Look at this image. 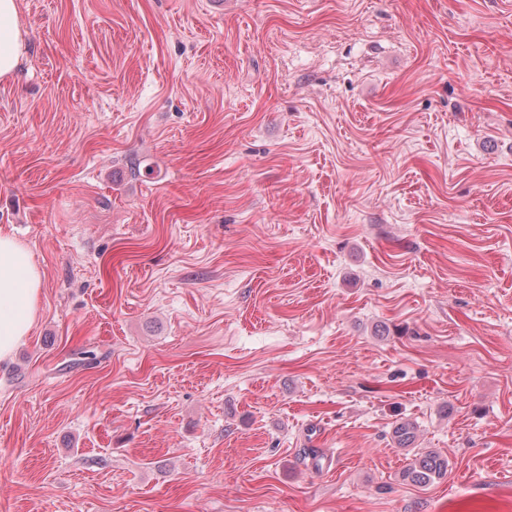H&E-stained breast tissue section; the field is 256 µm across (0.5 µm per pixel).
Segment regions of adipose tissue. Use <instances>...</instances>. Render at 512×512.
<instances>
[{"label": "adipose tissue", "mask_w": 512, "mask_h": 512, "mask_svg": "<svg viewBox=\"0 0 512 512\" xmlns=\"http://www.w3.org/2000/svg\"><path fill=\"white\" fill-rule=\"evenodd\" d=\"M27 50L17 0H0V79L14 77ZM42 274L30 251L0 231V362L28 336L36 317Z\"/></svg>", "instance_id": "ef3b65f1"}]
</instances>
